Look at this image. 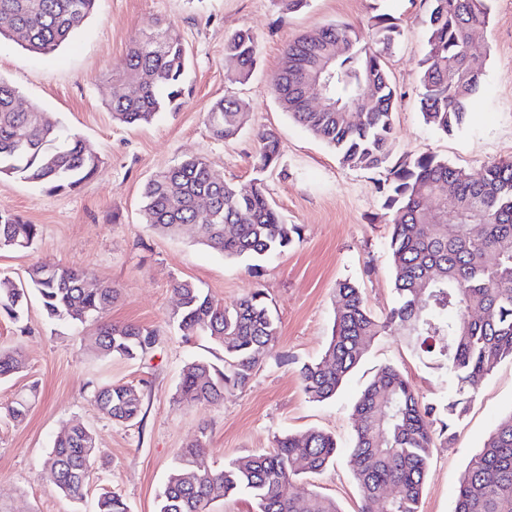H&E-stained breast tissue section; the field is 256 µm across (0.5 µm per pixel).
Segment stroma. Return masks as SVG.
I'll return each mask as SVG.
<instances>
[{
	"label": "stroma",
	"mask_w": 512,
	"mask_h": 512,
	"mask_svg": "<svg viewBox=\"0 0 512 512\" xmlns=\"http://www.w3.org/2000/svg\"><path fill=\"white\" fill-rule=\"evenodd\" d=\"M425 0H308L287 11L281 0H99L96 11L55 52L44 55L0 40V79L13 85L24 105H36L78 134L98 156L96 175L77 190L47 193L32 183L0 178V212L39 228L27 250H1L0 275L25 280L32 265L87 270L119 291L98 322L74 326L50 321L37 295L20 320L0 317V347L21 352L24 365L0 380V409L19 396L36 398L22 420L0 417V512H95L103 491L120 495L129 512H158V496L175 459L204 437L208 464L270 451L277 438L320 429L335 435L336 459L322 473L292 482L291 493L336 499L342 512H361L348 450L353 406L377 370L394 364L426 402L448 394V381L396 336L378 337L341 390L316 402L305 395L299 369L318 360L331 332L336 285L348 279L366 304L385 315L395 304L389 259L390 226L383 214L378 171L343 166L334 151L295 123L273 91L283 49L299 35L329 23L352 26L361 40L372 36L369 19L396 18L402 36L386 57L398 101L392 161L430 152L468 170L512 157V0H493L488 27L471 34L472 50L486 56L481 89L465 127L443 134L419 109L417 74L425 33ZM174 24L186 47L185 102L149 124L126 126L112 118V75L132 40L158 20ZM240 29L259 44L256 66L235 78L224 42ZM247 108L241 133L213 136L207 113L224 98ZM279 141L277 166L257 173L260 134ZM189 156L206 159L224 179L247 185L262 178L266 195L301 238L263 264L253 277L245 263L197 243L192 229L164 235L146 224L142 191L161 169ZM198 284L232 303L251 288L265 289L280 336L241 389L223 400L188 406L177 398L183 368L193 361L220 362L222 349L209 337L184 338L170 321L174 285ZM135 324L157 330L159 344L142 359L104 357L91 336L97 323ZM135 386L142 393L139 418L119 424L97 409L98 384ZM512 412V362H502L484 381L449 445L432 451L421 512H453L462 473L498 419ZM94 434L104 456L88 478L82 499L51 490L43 460L73 423Z\"/></svg>",
	"instance_id": "obj_1"
}]
</instances>
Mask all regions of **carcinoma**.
Here are the masks:
<instances>
[{"label":"carcinoma","instance_id":"obj_1","mask_svg":"<svg viewBox=\"0 0 512 512\" xmlns=\"http://www.w3.org/2000/svg\"><path fill=\"white\" fill-rule=\"evenodd\" d=\"M98 0H0V36L39 53L64 44L95 9ZM423 58L418 74L424 122L448 135L464 125L479 91L485 59L470 48V32L491 21L493 0H427ZM371 41L351 27L328 24L290 42L276 76L274 93L288 115L335 151L350 168L386 171L379 191L389 214V252L396 303L383 317L366 306L360 288L337 284V307L322 357L302 365L304 393L332 399L358 366L375 338L402 336L448 378V395L438 403L420 400L413 382L395 365L382 366L351 414L349 464L363 512H420L431 449L453 440L482 383L503 361L512 362V159L477 170L453 167L432 153L388 165L396 93L385 55L401 36L386 14L371 17ZM333 78L330 109L310 106L302 88L328 51ZM259 46L248 30L224 42V56L245 80ZM188 57L170 22L136 38L113 83V120L151 122L183 104ZM370 106L356 122L347 109L363 94ZM19 94L0 79V177H17L49 193L73 191L95 174L99 159L83 140L63 130L51 113L17 105ZM245 105L224 98L207 113L213 135L229 140L243 128ZM278 140L261 137L256 168L276 167ZM145 222L162 234L195 228L198 243L258 272L260 261L301 237L270 204L261 180L240 186L214 174L199 156L154 175L142 192ZM437 201L431 208L427 200ZM38 234L11 214H0V249H25ZM39 296L47 317L83 325L117 299V289L72 267L35 265L27 285L0 277V316L21 319L29 292ZM172 320L186 337L205 335L224 350L223 367L197 360L182 371L178 398L188 406L218 402L229 389L245 387L278 340L280 330L264 289L224 304L190 281L174 288ZM104 356L143 358L158 344L153 330L104 323L92 337ZM21 360L0 349V378L19 371ZM97 407L115 422L135 421L141 393L106 383L95 390ZM334 435L311 429L285 435L273 450L234 459L221 470L205 462L195 441L181 449L160 494L159 512H211L213 503L246 494L256 512H341L335 500L318 494L295 496L287 485L322 472L336 459ZM101 449L93 433L73 424L44 459L52 489L80 499ZM96 512H128L119 496L103 493ZM454 512H512V412L502 417L460 479Z\"/></svg>","mask_w":512,"mask_h":512}]
</instances>
